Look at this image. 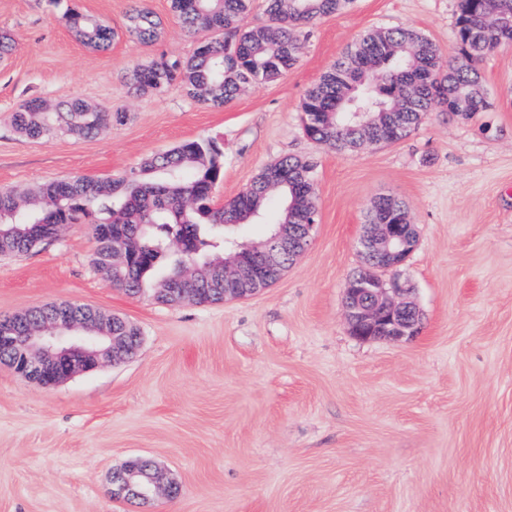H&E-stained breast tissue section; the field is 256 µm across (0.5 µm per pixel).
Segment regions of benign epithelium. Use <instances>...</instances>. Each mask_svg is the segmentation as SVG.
Masks as SVG:
<instances>
[{
  "label": "benign epithelium",
  "instance_id": "benign-epithelium-1",
  "mask_svg": "<svg viewBox=\"0 0 512 512\" xmlns=\"http://www.w3.org/2000/svg\"><path fill=\"white\" fill-rule=\"evenodd\" d=\"M315 224H281L271 237L237 247L221 267L197 261L183 265L178 301L195 299L191 285L200 281L224 287V299H245L263 290L254 269L242 257L259 252L276 271L283 259L293 264L309 247ZM417 242L415 225L366 224L356 241L362 267L344 284L345 319L360 340L399 341L412 338L420 327L413 289L398 276ZM114 315L78 303H52L0 318V360L44 387L93 371L136 354L141 336L130 323L124 335L113 326ZM156 466L137 468L129 462L112 477L116 499L147 502L158 492Z\"/></svg>",
  "mask_w": 512,
  "mask_h": 512
}]
</instances>
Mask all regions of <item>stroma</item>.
I'll use <instances>...</instances> for the list:
<instances>
[{
    "instance_id": "35a3bbf8",
    "label": "stroma",
    "mask_w": 512,
    "mask_h": 512,
    "mask_svg": "<svg viewBox=\"0 0 512 512\" xmlns=\"http://www.w3.org/2000/svg\"><path fill=\"white\" fill-rule=\"evenodd\" d=\"M162 42L86 48L76 7L122 30L128 0H0L16 40L0 61V188L106 181L186 140L224 153L227 202L280 157L313 159L309 249L258 294L166 305L113 287L88 225L0 257V317L73 301L141 331L132 358L43 388L0 362V512H512V47L479 65L492 103L430 113L403 141L341 155L302 131L305 90L370 29L423 32L458 55L456 0H353L320 19L298 64L212 109L170 88L136 96L124 77L195 40L169 0H144ZM80 97L125 113L90 139L17 134L27 98ZM404 202L418 245L402 267L421 313L414 338L362 341L343 286L371 202ZM152 458L176 497L113 498L112 476Z\"/></svg>"
}]
</instances>
